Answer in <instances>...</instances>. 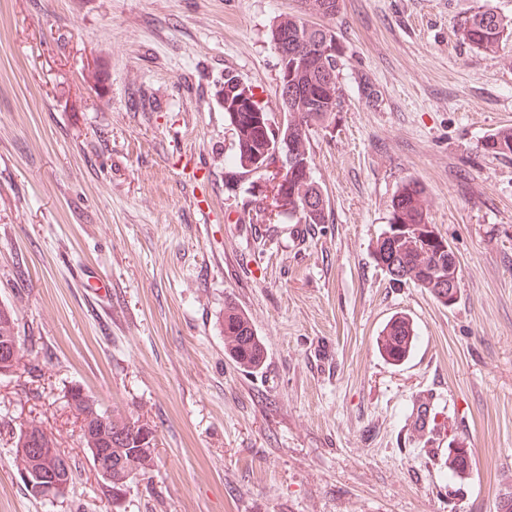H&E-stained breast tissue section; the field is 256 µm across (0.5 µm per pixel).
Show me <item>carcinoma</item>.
<instances>
[{
	"label": "carcinoma",
	"mask_w": 512,
	"mask_h": 512,
	"mask_svg": "<svg viewBox=\"0 0 512 512\" xmlns=\"http://www.w3.org/2000/svg\"><path fill=\"white\" fill-rule=\"evenodd\" d=\"M300 10L279 18L271 27V40L288 42L284 56L279 60L280 82L288 89V114H296L310 131L327 123L331 113L325 111L329 104L339 106L340 86L338 65L342 58V43L336 45V55L329 57L320 51L314 55L304 54V47L321 45L324 34L330 29L307 20L309 16L327 17L336 14L340 0H299ZM487 10L478 8L460 23L457 35L471 48L487 54H495L502 41L512 35V24L500 18L492 21L486 18ZM241 92L238 85L228 79L224 82V112L236 132L235 165L247 173L254 168L255 158L265 152L270 142H275L277 133L269 123L264 108L247 112L239 105ZM493 144L485 150L495 155H512V127L504 126L490 134ZM289 191L299 204L308 198L314 199L312 208L301 210L295 218L297 224H327L330 221L328 200L323 188L314 180L291 182ZM428 196L426 188L417 181H408L400 187L392 199V212L404 226L389 238L378 237L375 251L396 257L399 274H389L396 284L412 282L428 290L441 304L448 305V289L438 287L439 281L448 280V253L434 244L424 245L422 237L435 233L434 226L427 223ZM221 329L224 335V349L228 356L243 370L254 373L262 368L266 359V348L255 332L248 314L235 303H224L221 315ZM18 318L15 311L0 305V336H15ZM416 336L413 325L404 316L391 319L377 338V347L389 360L399 363L411 354ZM89 411L99 417L112 433L124 431L128 424L138 423L141 418L120 408H104L93 399L75 401L72 411L75 416ZM23 431H18L13 441L14 462L22 471L30 466V460L21 443ZM156 445L139 440V434H127L121 446L112 453L134 463L142 477L148 475L156 465ZM448 471L452 476L464 480L469 475V457L465 448L448 449Z\"/></svg>",
	"instance_id": "carcinoma-1"
}]
</instances>
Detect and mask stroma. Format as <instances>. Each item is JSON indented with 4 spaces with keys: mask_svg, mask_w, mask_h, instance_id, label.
I'll use <instances>...</instances> for the list:
<instances>
[{
    "mask_svg": "<svg viewBox=\"0 0 512 512\" xmlns=\"http://www.w3.org/2000/svg\"><path fill=\"white\" fill-rule=\"evenodd\" d=\"M483 5L512 21V0H340L323 18L345 53L335 123L309 135L331 221L309 225L240 222L267 176L233 165L222 102L232 76L282 122L269 32L297 0H0V303L35 341L0 376V512H497L512 156L484 141L512 126V37L495 55L459 41ZM410 179L458 257L449 307L375 259ZM228 301L265 343L257 373L224 352ZM399 313L416 343L394 364L376 338ZM75 386L157 427V465L125 499L78 441ZM32 419L75 466L52 502L10 452Z\"/></svg>",
    "mask_w": 512,
    "mask_h": 512,
    "instance_id": "1",
    "label": "stroma"
}]
</instances>
